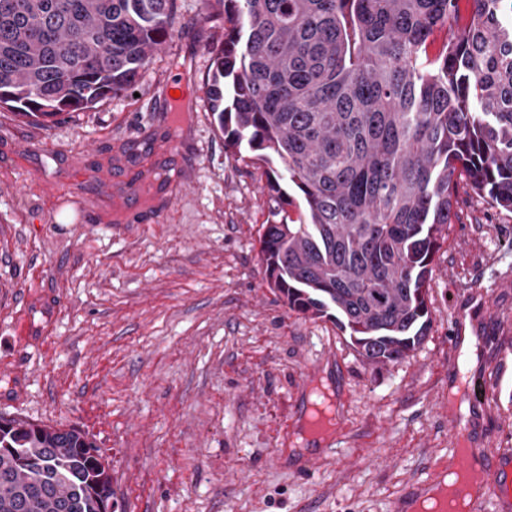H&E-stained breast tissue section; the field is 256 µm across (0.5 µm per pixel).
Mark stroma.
<instances>
[{"label":"stroma","instance_id":"35a3bbf8","mask_svg":"<svg viewBox=\"0 0 512 512\" xmlns=\"http://www.w3.org/2000/svg\"><path fill=\"white\" fill-rule=\"evenodd\" d=\"M175 27L92 109L45 128L0 108V415L87 430L125 512H394L447 464L449 419L488 454L512 447V213L460 187L424 343L369 365L269 288L266 168L225 152L200 90L224 20L176 0ZM455 333L474 348L463 374ZM324 391L341 423L319 455L303 428Z\"/></svg>","mask_w":512,"mask_h":512}]
</instances>
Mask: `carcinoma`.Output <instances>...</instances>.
Returning a JSON list of instances; mask_svg holds the SVG:
<instances>
[{
  "label": "carcinoma",
  "mask_w": 512,
  "mask_h": 512,
  "mask_svg": "<svg viewBox=\"0 0 512 512\" xmlns=\"http://www.w3.org/2000/svg\"><path fill=\"white\" fill-rule=\"evenodd\" d=\"M217 2L230 28L207 95L224 148L280 164L260 238L270 287L369 363L405 359L430 328L460 184L512 212V0ZM173 6L0 0V108L49 127L131 88L173 37ZM112 496L87 432L0 428V512H107Z\"/></svg>",
  "instance_id": "1"
}]
</instances>
